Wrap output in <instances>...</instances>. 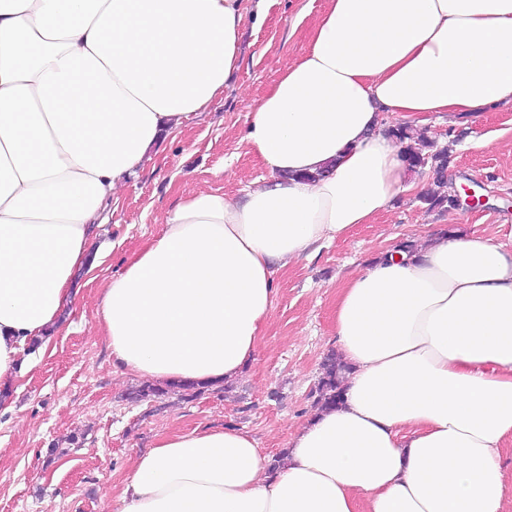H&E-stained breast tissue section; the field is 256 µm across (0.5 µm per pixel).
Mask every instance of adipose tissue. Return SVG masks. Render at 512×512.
<instances>
[{
	"instance_id": "1",
	"label": "adipose tissue",
	"mask_w": 512,
	"mask_h": 512,
	"mask_svg": "<svg viewBox=\"0 0 512 512\" xmlns=\"http://www.w3.org/2000/svg\"><path fill=\"white\" fill-rule=\"evenodd\" d=\"M243 0H0V407L54 341L73 275L132 171L219 95ZM512 99V0H328L247 132L266 169L183 196L104 288L122 373L239 378L275 274L417 190L388 118ZM342 398L277 464L224 425L161 437L117 512H503L512 437V249L472 232L367 261L336 300Z\"/></svg>"
}]
</instances>
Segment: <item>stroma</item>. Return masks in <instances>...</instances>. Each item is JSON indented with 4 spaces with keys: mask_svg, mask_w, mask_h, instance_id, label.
I'll return each instance as SVG.
<instances>
[{
    "mask_svg": "<svg viewBox=\"0 0 512 512\" xmlns=\"http://www.w3.org/2000/svg\"><path fill=\"white\" fill-rule=\"evenodd\" d=\"M244 7L238 70L222 95L160 140L151 161L129 176L104 226L103 264L76 276L72 331L20 379L13 411H0V512H114L137 457L172 433L230 422L255 437L262 455H278L317 407L336 294L367 257L451 220L512 246V102L463 125L434 114L428 135L452 145L448 174L454 188L474 192L477 206L452 217L402 193L375 223L280 269L257 360L238 381L147 395L146 379L121 375L96 324L102 289L161 233L163 214L181 197L200 190L236 197L261 179L265 170L246 139L250 114L305 50L326 0H244Z\"/></svg>",
    "mask_w": 512,
    "mask_h": 512,
    "instance_id": "1",
    "label": "stroma"
}]
</instances>
